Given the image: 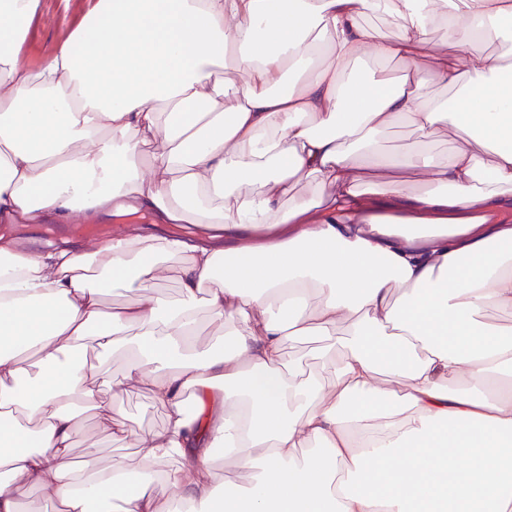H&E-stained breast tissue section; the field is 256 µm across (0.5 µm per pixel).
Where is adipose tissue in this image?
Instances as JSON below:
<instances>
[{
	"label": "adipose tissue",
	"mask_w": 512,
	"mask_h": 512,
	"mask_svg": "<svg viewBox=\"0 0 512 512\" xmlns=\"http://www.w3.org/2000/svg\"><path fill=\"white\" fill-rule=\"evenodd\" d=\"M39 5L0 0V222L224 233L127 224L79 253L0 235V512L24 487L63 512H512V326L487 319L512 315V56L475 48L512 30V0H94L32 69ZM380 12L399 35L365 25ZM403 124L491 149L386 157ZM107 287L138 300L104 309ZM203 311L222 344L192 346ZM329 336L326 385L285 347ZM129 344L126 380L166 421L135 471L101 470L71 451L83 410L127 429L83 353ZM217 448L246 485L219 482Z\"/></svg>",
	"instance_id": "adipose-tissue-1"
}]
</instances>
